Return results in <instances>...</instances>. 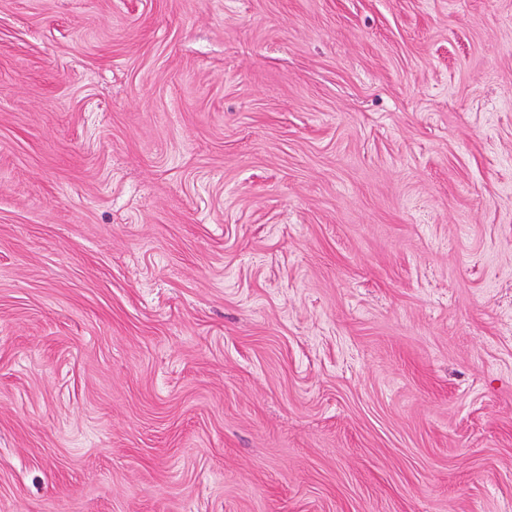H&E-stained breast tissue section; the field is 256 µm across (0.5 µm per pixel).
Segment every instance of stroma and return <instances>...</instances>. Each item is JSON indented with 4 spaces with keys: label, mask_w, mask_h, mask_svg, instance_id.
<instances>
[{
    "label": "stroma",
    "mask_w": 512,
    "mask_h": 512,
    "mask_svg": "<svg viewBox=\"0 0 512 512\" xmlns=\"http://www.w3.org/2000/svg\"><path fill=\"white\" fill-rule=\"evenodd\" d=\"M0 512H512V0H0Z\"/></svg>",
    "instance_id": "1"
}]
</instances>
